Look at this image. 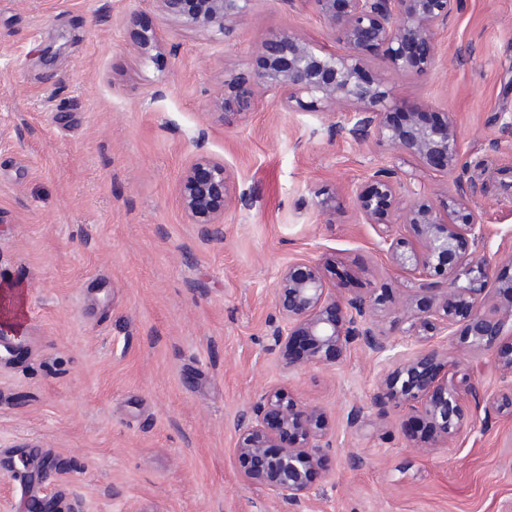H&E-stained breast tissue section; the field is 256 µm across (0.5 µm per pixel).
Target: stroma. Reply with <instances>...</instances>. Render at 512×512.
<instances>
[{
  "label": "stroma",
  "instance_id": "1",
  "mask_svg": "<svg viewBox=\"0 0 512 512\" xmlns=\"http://www.w3.org/2000/svg\"><path fill=\"white\" fill-rule=\"evenodd\" d=\"M144 28L160 43L151 58L133 44ZM285 30L339 48L313 0H257L224 37L167 20L155 0H0V285L24 310L19 357H0V512L35 499L54 512H286L241 481L235 455L236 417L272 387L332 424L304 512H512V414L474 413L421 454L428 422L374 404L383 358L356 347L292 371L270 340L277 275L302 260L327 263L339 292L428 303L352 206L376 166L435 198L468 184L485 250L512 275V0H460L430 70L366 69L397 112L454 116L462 157L448 178L355 141L345 114L291 111L271 92L224 125L210 103L225 77ZM202 155L235 181L220 239L181 205Z\"/></svg>",
  "mask_w": 512,
  "mask_h": 512
}]
</instances>
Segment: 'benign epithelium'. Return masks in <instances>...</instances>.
<instances>
[{"label": "benign epithelium", "mask_w": 512, "mask_h": 512, "mask_svg": "<svg viewBox=\"0 0 512 512\" xmlns=\"http://www.w3.org/2000/svg\"><path fill=\"white\" fill-rule=\"evenodd\" d=\"M255 0H156L159 11L182 26L224 35L248 14ZM319 18L333 30L341 48L329 54L293 32L265 39L259 63L224 80L212 101L230 125L254 110L261 92L278 94L295 109L329 115L349 114L351 135L377 138L411 155L426 169L449 175L461 158L453 116L436 125L422 113H405L404 123L392 121L389 92L379 79L365 76L364 61L384 56L399 73L426 71L437 59L438 36L458 9V0H313ZM183 209L193 224L213 239L223 235L224 206L232 200L231 174L224 162L199 157L180 184ZM360 223L379 238V250L390 263L421 276V290L438 303L403 310L397 319L408 340L421 344L411 354L395 357L397 366L375 394L381 413L403 406L412 416L433 422L439 435L418 447L429 454L453 440L464 420L457 384L468 387L470 402L489 414L512 407V351L499 356L502 386L487 395L460 374L454 383L443 374L448 355L431 344L459 323L465 325L464 347L470 354L497 350L504 336L512 337V306L484 310L489 291L511 290L512 277L495 274V259L483 251L489 237L468 187L458 182L448 195L446 212L414 189L411 177L397 169L377 167L352 190ZM280 322L273 326L274 344L288 351V367L329 361L353 346L380 356L389 350L377 323L376 300L365 295L339 297L323 268L312 261L281 269L274 293ZM240 478L263 486L288 507L303 512L311 475L329 447V422L324 411L292 401L276 388L257 395L236 423Z\"/></svg>", "instance_id": "7a95c632"}]
</instances>
